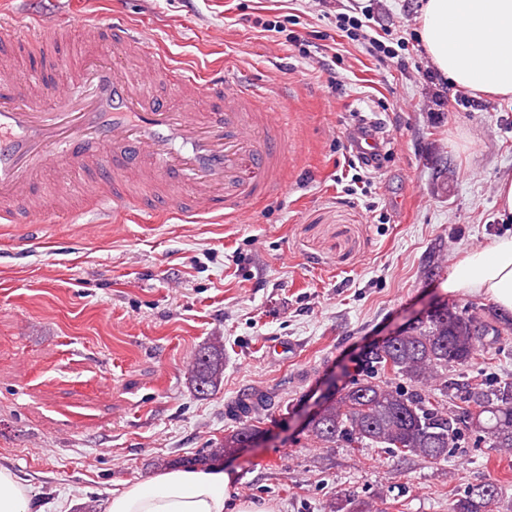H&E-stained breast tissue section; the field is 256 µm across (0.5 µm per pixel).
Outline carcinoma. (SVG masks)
I'll list each match as a JSON object with an SVG mask.
<instances>
[{"instance_id":"carcinoma-1","label":"carcinoma","mask_w":512,"mask_h":512,"mask_svg":"<svg viewBox=\"0 0 512 512\" xmlns=\"http://www.w3.org/2000/svg\"><path fill=\"white\" fill-rule=\"evenodd\" d=\"M486 320L440 305L427 312L401 334L384 342L366 359L363 378L353 382L325 405L309 424L311 436L323 444L373 445L392 454L415 455L433 461L448 458L460 435V425L484 435L495 448L512 450V381L487 390L479 383H458L467 408L452 413L430 401L432 392L448 393V369L467 366L479 351ZM391 373L407 388L381 379ZM198 394L208 395L223 382L224 356L210 344L196 354L189 369ZM270 406L261 393L242 396L230 408L238 419L252 420ZM256 429L244 425L224 437L210 453L182 459L202 465L248 445ZM508 485L486 481L467 487L452 499L450 512H500Z\"/></svg>"}]
</instances>
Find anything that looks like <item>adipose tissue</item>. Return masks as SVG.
I'll use <instances>...</instances> for the list:
<instances>
[{
  "instance_id": "obj_1",
  "label": "adipose tissue",
  "mask_w": 512,
  "mask_h": 512,
  "mask_svg": "<svg viewBox=\"0 0 512 512\" xmlns=\"http://www.w3.org/2000/svg\"><path fill=\"white\" fill-rule=\"evenodd\" d=\"M419 35L442 80L476 93L512 97V0H423ZM449 294H471L512 313V232L468 250L448 271ZM101 512H274L240 498L223 466L176 469L125 482Z\"/></svg>"
}]
</instances>
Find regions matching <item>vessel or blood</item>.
<instances>
[{
	"mask_svg": "<svg viewBox=\"0 0 512 512\" xmlns=\"http://www.w3.org/2000/svg\"><path fill=\"white\" fill-rule=\"evenodd\" d=\"M73 17L38 20L30 34L0 22V37L27 45L56 38ZM108 35L134 62L116 68L87 57L64 87L39 74L17 81L0 68V224L35 225L72 215L62 201L35 198L48 169L88 175L81 188L102 222L113 218L241 221L286 188L292 143L272 103L233 72L204 75L173 66L136 26L117 20L89 26L88 39ZM176 88L180 105L157 94ZM54 96L55 106L41 103ZM206 109H198L201 99Z\"/></svg>",
	"mask_w": 512,
	"mask_h": 512,
	"instance_id": "b4317fda",
	"label": "vessel or blood"
}]
</instances>
